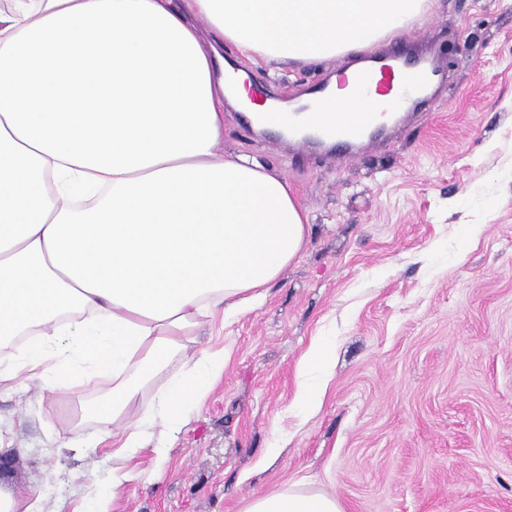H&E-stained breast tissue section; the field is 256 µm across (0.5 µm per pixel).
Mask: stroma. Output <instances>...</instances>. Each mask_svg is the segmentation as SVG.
<instances>
[{"instance_id":"stroma-1","label":"stroma","mask_w":512,"mask_h":512,"mask_svg":"<svg viewBox=\"0 0 512 512\" xmlns=\"http://www.w3.org/2000/svg\"><path fill=\"white\" fill-rule=\"evenodd\" d=\"M442 61L432 109L358 157L293 150L224 107V150L285 176L313 231L264 301L200 348L221 380L179 431L113 456L86 405L111 380L66 393L0 391V478L44 512H246L302 482L344 512H512V0H436L405 29ZM280 109L339 68L244 66ZM480 225L478 235L466 234ZM334 351L321 408L294 406L311 343ZM133 477L113 487L112 473Z\"/></svg>"}]
</instances>
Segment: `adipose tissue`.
<instances>
[{"label": "adipose tissue", "mask_w": 512, "mask_h": 512, "mask_svg": "<svg viewBox=\"0 0 512 512\" xmlns=\"http://www.w3.org/2000/svg\"><path fill=\"white\" fill-rule=\"evenodd\" d=\"M434 0H7L0 8V388L21 375L54 390L108 378L86 415L125 421L116 455L147 430L176 431L224 372L190 351L197 331L261 301L312 226L288 181L222 151L224 100L196 25L249 63H315L363 51ZM188 367L157 400L144 388L177 355ZM317 341L295 403L320 408ZM135 421H128L130 409ZM246 512H343L296 483Z\"/></svg>", "instance_id": "1"}]
</instances>
